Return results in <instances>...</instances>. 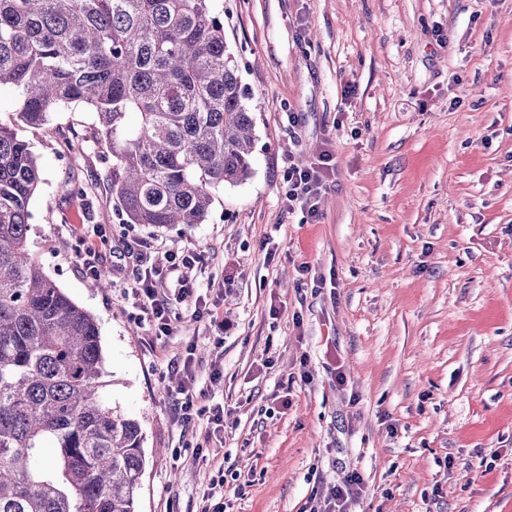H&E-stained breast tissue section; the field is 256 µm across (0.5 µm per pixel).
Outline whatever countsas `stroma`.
<instances>
[{"mask_svg":"<svg viewBox=\"0 0 512 512\" xmlns=\"http://www.w3.org/2000/svg\"><path fill=\"white\" fill-rule=\"evenodd\" d=\"M211 5L257 140L203 223H124L85 107L26 132L30 247L101 325L102 397L144 435L138 512H196L217 475L226 512H309L354 469V512H512V0ZM325 149L311 224L286 208L288 168ZM83 237L108 292L76 268ZM187 249L211 315L173 303L176 334L156 335L127 297L133 255ZM190 342L196 407H224L205 459V419L184 425L168 392Z\"/></svg>","mask_w":512,"mask_h":512,"instance_id":"stroma-1","label":"stroma"}]
</instances>
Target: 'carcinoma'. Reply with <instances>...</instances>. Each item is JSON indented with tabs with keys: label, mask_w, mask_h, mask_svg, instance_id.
Instances as JSON below:
<instances>
[{
	"label": "carcinoma",
	"mask_w": 512,
	"mask_h": 512,
	"mask_svg": "<svg viewBox=\"0 0 512 512\" xmlns=\"http://www.w3.org/2000/svg\"><path fill=\"white\" fill-rule=\"evenodd\" d=\"M2 85L0 512H137L144 437L98 393V320L31 252L41 160L23 131L84 105L126 223L191 227L250 175L253 112L211 0H0Z\"/></svg>",
	"instance_id": "cac0c4a2"
}]
</instances>
